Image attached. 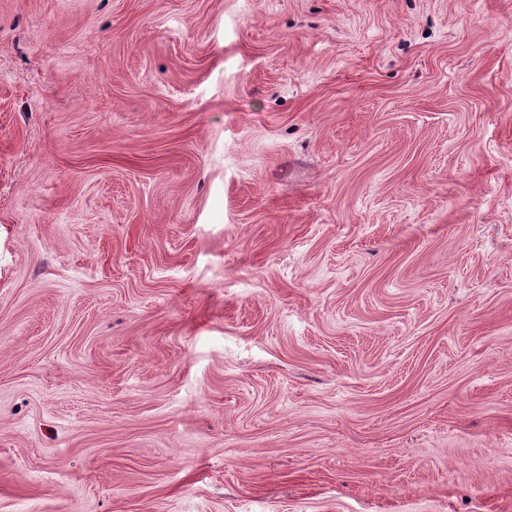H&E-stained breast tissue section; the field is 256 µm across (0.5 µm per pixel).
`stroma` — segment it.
Returning <instances> with one entry per match:
<instances>
[{
	"label": "stroma",
	"instance_id": "35a3bbf8",
	"mask_svg": "<svg viewBox=\"0 0 512 512\" xmlns=\"http://www.w3.org/2000/svg\"><path fill=\"white\" fill-rule=\"evenodd\" d=\"M0 512H512V0H0Z\"/></svg>",
	"mask_w": 512,
	"mask_h": 512
}]
</instances>
